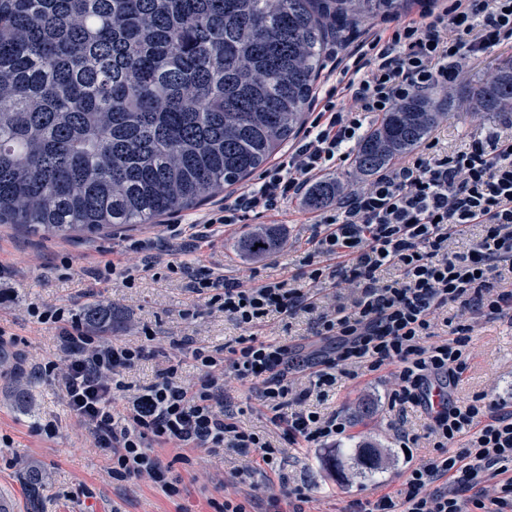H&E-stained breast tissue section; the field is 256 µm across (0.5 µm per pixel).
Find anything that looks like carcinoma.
<instances>
[{"label":"carcinoma","instance_id":"carcinoma-1","mask_svg":"<svg viewBox=\"0 0 512 512\" xmlns=\"http://www.w3.org/2000/svg\"><path fill=\"white\" fill-rule=\"evenodd\" d=\"M407 0H0V224L101 235L193 209L262 168L303 126L329 38ZM459 90L416 93L354 151L372 175L411 153ZM464 96L512 110V59ZM336 185L320 182L311 205ZM279 246L260 228L252 256ZM85 324L112 332V306ZM378 468L373 446L358 452Z\"/></svg>","mask_w":512,"mask_h":512}]
</instances>
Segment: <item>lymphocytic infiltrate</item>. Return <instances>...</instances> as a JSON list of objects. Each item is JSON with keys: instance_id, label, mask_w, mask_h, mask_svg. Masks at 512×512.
<instances>
[{"instance_id": "obj_1", "label": "lymphocytic infiltrate", "mask_w": 512, "mask_h": 512, "mask_svg": "<svg viewBox=\"0 0 512 512\" xmlns=\"http://www.w3.org/2000/svg\"><path fill=\"white\" fill-rule=\"evenodd\" d=\"M512 44V0H425L418 17L368 32L354 49L337 52L303 136L258 181L225 195L223 204L185 223L168 225L161 245L131 243L147 272L180 275L186 289L222 311L241 334L220 348L174 337L200 376L184 385L180 361L145 384L125 373L153 359L145 343L91 334L71 309L33 304L29 314L57 332L61 359L39 366L63 392L94 447L107 452L114 480L143 479L167 496L181 493L174 464L192 453L254 449L271 482L282 476L284 448H322L346 425L313 407L339 378L394 367L388 407L413 406L429 419L436 450L406 473L399 490L354 504L353 512H512V408L478 395L455 400L452 390L470 358L473 327L452 323L449 307L475 308L489 320L512 321V135L477 131L448 154L429 141L381 170L368 187L312 211L311 233L297 273L227 274L218 261L194 266L188 257L211 247L216 228L279 216L320 177L348 161L370 116L455 81L468 61ZM353 284L350 296L337 290ZM313 323L308 347L258 334L271 320ZM449 327L438 338L439 326ZM259 387L281 445L241 427L228 409L226 379ZM174 448L163 463L160 448Z\"/></svg>"}]
</instances>
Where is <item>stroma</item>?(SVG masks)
<instances>
[{
    "instance_id": "obj_1",
    "label": "stroma",
    "mask_w": 512,
    "mask_h": 512,
    "mask_svg": "<svg viewBox=\"0 0 512 512\" xmlns=\"http://www.w3.org/2000/svg\"><path fill=\"white\" fill-rule=\"evenodd\" d=\"M503 122L502 116L469 113L464 99H457L455 111L445 115L433 131L442 150L456 151L470 135ZM308 202H293L278 216L276 232L283 239L284 251L270 256L269 275L293 273L303 257L310 227L305 218ZM164 224H142L122 233L95 237H44L10 225H0V265L38 266L39 276L15 283L11 299L0 302V325L16 334L19 344L0 355V494L10 496L17 512H211L209 501L216 497L218 479L231 475L255 459V452L225 450L199 458L193 472L182 465L184 490L168 497L160 488L138 480L115 481L107 474L103 453L81 436L58 388L30 368L51 356L57 335L49 326L36 323L28 314L32 303L50 301L82 314L91 303L112 306L113 338L142 343L143 327L159 332H185L201 344L221 346L237 337L234 326L222 312L208 311L197 297L183 288L177 276L161 273L137 274L135 285L121 282L90 285L87 271L100 253L121 251V261L139 265L136 253H123L124 240L152 238L163 240ZM251 225L215 236L212 251L199 260H223L226 270L235 272L254 267L255 262L242 249ZM465 319L475 325L472 355L454 392L457 400L487 394L512 401V322H487L473 310ZM393 369H385L357 379H340L335 391L319 405L320 410L336 413L347 423L346 431L324 448H290L285 453L284 479L273 491L286 497L293 479L306 481L312 499L306 512H347L350 502L374 498L398 489L402 475L420 459L433 455L427 439V416L419 408L409 409L406 427L417 435L412 449H404L397 438L394 416L388 408V394L394 386ZM53 423V435L40 432V425ZM372 443L381 448L385 461L379 469L366 472L356 464L359 445ZM335 457L343 471L335 477L325 461ZM38 469L45 476L39 491H32L28 474Z\"/></svg>"
}]
</instances>
